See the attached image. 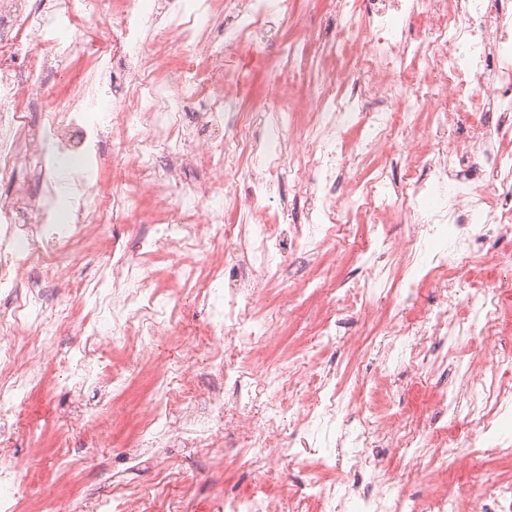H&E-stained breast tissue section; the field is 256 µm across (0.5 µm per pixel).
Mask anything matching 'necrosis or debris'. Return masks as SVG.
Wrapping results in <instances>:
<instances>
[{"label": "necrosis or debris", "mask_w": 512, "mask_h": 512, "mask_svg": "<svg viewBox=\"0 0 512 512\" xmlns=\"http://www.w3.org/2000/svg\"><path fill=\"white\" fill-rule=\"evenodd\" d=\"M282 0H197L184 16L176 0H0V512H17L20 476L9 442L12 412L62 362L56 339L74 337L71 389L102 394L95 421L72 407L71 424L87 427L90 442L109 447V416L121 412L119 395L130 368L152 367L159 388L141 407V427L127 448L131 469L152 465V493L124 483L108 497H60L40 488L45 512H193L189 489L169 492L175 478L169 449L192 448L217 464L240 460L260 474L278 473L311 434L324 435L331 459L338 422L348 433L350 479L290 487L287 497L262 486L227 495L217 512H512V481L490 492L433 491L428 508L411 493L393 495L383 460L369 447L398 449L405 485L417 483L432 459L454 463L472 453L447 426L425 430L400 413L377 411L371 379L338 386L336 366L323 358L334 346L340 316L359 313L383 324L380 349L430 376L455 374L449 402L464 399L467 424L488 432L512 416V388L487 384L473 369L455 371L424 358L425 341L467 336L465 309L431 306L413 318H384L381 300L427 284L445 296L456 281L449 268L469 271L512 263V257L475 251L482 238H512V12L497 0H344L337 28L305 24L291 41L286 69L273 72L255 109L240 104L244 84L225 79L224 52L264 55L284 23ZM171 21L158 26L159 14ZM98 22L96 39L70 33ZM219 37H210L216 21ZM417 22L414 40L396 24ZM159 31L150 50L138 52L143 33ZM122 67L112 107L91 119L85 107L94 90L76 86L65 107L47 104L50 62L63 63L77 46ZM185 59L176 85L160 76L164 50ZM316 79L305 123H297L288 90L307 69ZM111 139L122 186L105 196L97 188L103 139ZM390 169L365 185L357 172L379 160ZM199 172L192 185L177 175ZM288 186L306 206L282 224L270 214L275 188ZM403 224L384 236L381 250L352 277L337 279L316 354L254 370L250 357L275 347L279 315H258L260 301L280 279L281 258L292 250L324 254L352 219L380 226ZM134 219L145 231L123 246L113 225ZM171 259L175 288H156L158 258ZM96 261L109 281L99 298L106 313V346L96 343L78 312L87 291L70 285L54 293L62 273ZM193 289L207 311L204 333L176 329V298ZM174 343L175 359L159 361L160 342ZM130 350L128 368L112 352ZM207 352L201 373L188 365ZM301 405L298 426L281 428L284 411Z\"/></svg>", "instance_id": "4bbe7bcc"}]
</instances>
